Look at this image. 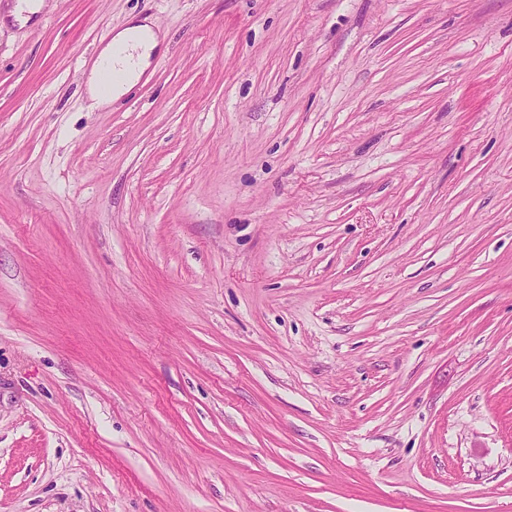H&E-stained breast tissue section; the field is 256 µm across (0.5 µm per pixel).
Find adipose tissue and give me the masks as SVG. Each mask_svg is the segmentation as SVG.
Masks as SVG:
<instances>
[{
    "label": "adipose tissue",
    "mask_w": 512,
    "mask_h": 512,
    "mask_svg": "<svg viewBox=\"0 0 512 512\" xmlns=\"http://www.w3.org/2000/svg\"><path fill=\"white\" fill-rule=\"evenodd\" d=\"M151 25H130L116 32L100 51L88 78L92 97L101 104L112 103L137 83L159 44Z\"/></svg>",
    "instance_id": "ef3b65f1"
}]
</instances>
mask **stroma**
Masks as SVG:
<instances>
[{
  "label": "stroma",
  "instance_id": "35a3bbf8",
  "mask_svg": "<svg viewBox=\"0 0 512 512\" xmlns=\"http://www.w3.org/2000/svg\"><path fill=\"white\" fill-rule=\"evenodd\" d=\"M15 3L0 512H512V0ZM158 32L148 23L129 25L116 32L99 52L88 78L92 97L100 104H110L137 83L158 47ZM110 69L123 75L108 90L102 85V74Z\"/></svg>",
  "mask_w": 512,
  "mask_h": 512
}]
</instances>
